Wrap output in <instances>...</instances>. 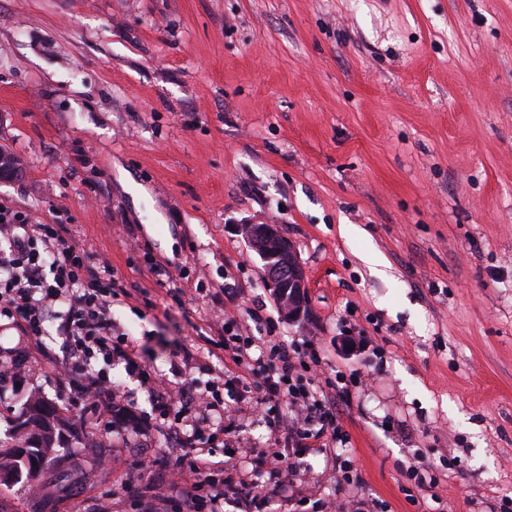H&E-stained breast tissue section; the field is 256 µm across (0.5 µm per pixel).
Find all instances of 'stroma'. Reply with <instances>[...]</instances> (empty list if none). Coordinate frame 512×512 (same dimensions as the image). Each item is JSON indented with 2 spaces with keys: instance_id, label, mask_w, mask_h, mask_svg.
Segmentation results:
<instances>
[{
  "instance_id": "obj_1",
  "label": "stroma",
  "mask_w": 512,
  "mask_h": 512,
  "mask_svg": "<svg viewBox=\"0 0 512 512\" xmlns=\"http://www.w3.org/2000/svg\"><path fill=\"white\" fill-rule=\"evenodd\" d=\"M0 148L23 162L1 199L70 225L146 290L114 302L112 321L159 377L211 385L214 370L182 355L205 289L231 284L349 380L341 441L307 454L293 494L267 492L264 512L512 505V0H0ZM239 224L281 225L294 243L307 323L281 320ZM150 256L185 272L182 303L147 276ZM106 372L135 420L150 411L137 376ZM35 390L88 472L61 512L106 495L138 512L133 464L175 458L169 430L134 420L94 436L34 373L0 394V444ZM233 423L208 458L247 477L271 436L251 408ZM107 457L115 470L99 468ZM63 466L53 454L39 476L0 483V512H40Z\"/></svg>"
}]
</instances>
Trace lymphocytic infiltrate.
<instances>
[{"instance_id": "f902f5d3", "label": "lymphocytic infiltrate", "mask_w": 512, "mask_h": 512, "mask_svg": "<svg viewBox=\"0 0 512 512\" xmlns=\"http://www.w3.org/2000/svg\"><path fill=\"white\" fill-rule=\"evenodd\" d=\"M0 321L19 328L24 348L0 352V381L15 367L22 349L37 351L35 360L45 377L70 391L77 423L101 434L115 431L112 406L117 398L101 366L122 360L149 387L154 408L164 424L180 432V454L158 466L140 460L136 467L151 474L152 485H127L139 512H160L176 503L178 512H224V500L241 499L257 512L263 498L255 484L225 483L205 457L204 437L232 438L225 415L240 405L261 408L273 446L255 461L273 489L285 492L295 485L303 453L335 440L336 415L320 379V357L313 347L285 344L274 334H243L232 317L209 316L201 339L207 356L229 360L225 377L199 390L193 379L169 385L153 377L133 343L113 338L112 300L134 294L116 277L110 261L90 262L66 224L32 223L27 211L0 203ZM54 326L68 351L64 362L43 353L46 326Z\"/></svg>"}]
</instances>
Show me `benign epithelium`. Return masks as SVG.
<instances>
[{
  "label": "benign epithelium",
  "mask_w": 512,
  "mask_h": 512,
  "mask_svg": "<svg viewBox=\"0 0 512 512\" xmlns=\"http://www.w3.org/2000/svg\"><path fill=\"white\" fill-rule=\"evenodd\" d=\"M0 178L6 180L21 171L15 157L0 150ZM237 231L262 262L264 280L273 292L284 319H308V275L293 242L278 224H239Z\"/></svg>",
  "instance_id": "benign-epithelium-1"
}]
</instances>
